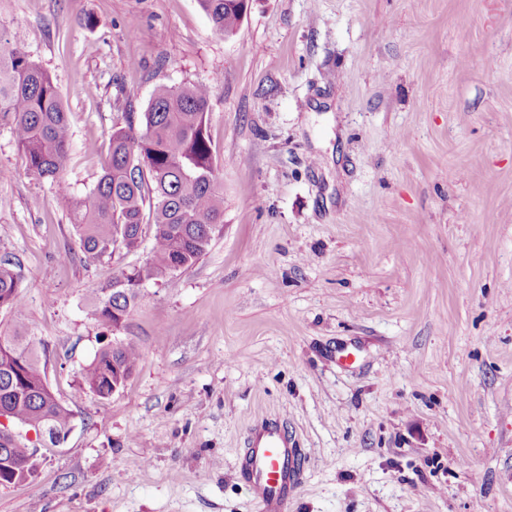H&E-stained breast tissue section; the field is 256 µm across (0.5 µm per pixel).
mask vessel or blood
Segmentation results:
<instances>
[{"instance_id": "1", "label": "vessel or blood", "mask_w": 512, "mask_h": 512, "mask_svg": "<svg viewBox=\"0 0 512 512\" xmlns=\"http://www.w3.org/2000/svg\"><path fill=\"white\" fill-rule=\"evenodd\" d=\"M240 476L259 512H288L303 483L300 451L279 422L254 429L240 463Z\"/></svg>"}]
</instances>
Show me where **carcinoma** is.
<instances>
[{"instance_id":"1","label":"carcinoma","mask_w":512,"mask_h":512,"mask_svg":"<svg viewBox=\"0 0 512 512\" xmlns=\"http://www.w3.org/2000/svg\"><path fill=\"white\" fill-rule=\"evenodd\" d=\"M216 30L235 33L244 16V0H198ZM211 88L203 84L155 87L132 124L112 126L109 156L92 192L62 194L68 219L88 260L112 254L120 238L126 251L142 244L143 226L152 227L149 257L118 273L100 288L93 315L113 327L136 304L140 286L193 266L207 250L208 235L224 224V190L208 134ZM0 123L11 129L27 170L57 181L71 144L70 122L52 76L24 50L23 40L0 32ZM0 307L17 310V276L0 263ZM140 358L127 340L101 350L83 368L80 390L102 398L112 394V379L131 377ZM0 403L13 419L40 431L67 430L72 413L58 402L41 377L39 355L19 330L0 333ZM29 458V448L0 442V473Z\"/></svg>"}]
</instances>
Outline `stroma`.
<instances>
[{
  "label": "stroma",
  "mask_w": 512,
  "mask_h": 512,
  "mask_svg": "<svg viewBox=\"0 0 512 512\" xmlns=\"http://www.w3.org/2000/svg\"><path fill=\"white\" fill-rule=\"evenodd\" d=\"M69 111L51 183L0 125V263L73 412L0 512H258L248 428L305 451L288 512H512V0H0ZM212 88L224 226L146 284L127 384L74 398L113 332L97 288L149 245L86 260L62 193L94 188L153 88ZM97 151H86L89 142ZM202 10L209 16L216 30L232 35L244 16V0H198Z\"/></svg>",
  "instance_id": "obj_1"
}]
</instances>
